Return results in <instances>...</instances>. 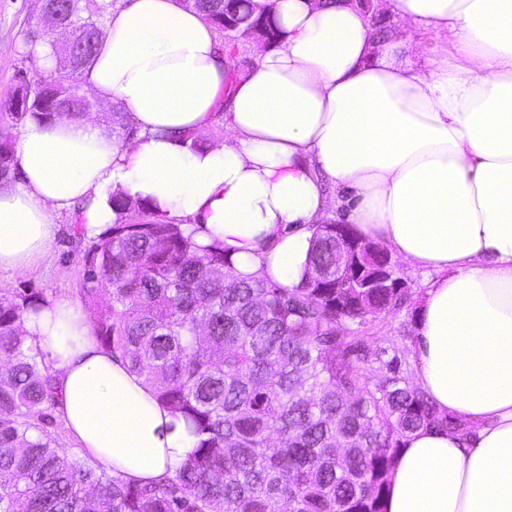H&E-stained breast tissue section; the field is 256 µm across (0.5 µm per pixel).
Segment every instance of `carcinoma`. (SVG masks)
<instances>
[{
  "label": "carcinoma",
  "mask_w": 512,
  "mask_h": 512,
  "mask_svg": "<svg viewBox=\"0 0 512 512\" xmlns=\"http://www.w3.org/2000/svg\"><path fill=\"white\" fill-rule=\"evenodd\" d=\"M79 16L87 65L110 0H56ZM218 29L274 37L251 0H198ZM58 70L18 76L22 107L0 114L20 129L59 115ZM16 137L0 135V175L17 166ZM124 218L83 252L80 295L101 347L144 377L198 438L175 475L138 484L56 445L48 425L54 378L27 344L22 319L41 292L0 289V512H382L395 460L409 436L430 428L469 435L411 379L398 351H374L358 327L401 309L408 288H352L384 270L363 255L336 271V239L360 241L351 224H319L295 288L240 276L219 245L201 247L181 225L111 195ZM379 374L368 385L364 370Z\"/></svg>",
  "instance_id": "1"
}]
</instances>
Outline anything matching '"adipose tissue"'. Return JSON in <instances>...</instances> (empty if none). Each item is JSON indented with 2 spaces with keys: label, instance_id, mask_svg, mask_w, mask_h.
<instances>
[{
  "label": "adipose tissue",
  "instance_id": "1",
  "mask_svg": "<svg viewBox=\"0 0 512 512\" xmlns=\"http://www.w3.org/2000/svg\"><path fill=\"white\" fill-rule=\"evenodd\" d=\"M252 0L277 29L227 82L221 40L179 0H125L81 86L123 113L27 121L0 185V271H38L58 218L93 239L120 193L221 243L236 271L299 285L316 225H355L433 270L415 312V382L474 436L413 433L382 512H512V0ZM433 35L426 44L425 35ZM224 139L190 151L216 121ZM23 328L55 378L56 412L113 476H172L196 439L143 377L104 351L67 297Z\"/></svg>",
  "mask_w": 512,
  "mask_h": 512
}]
</instances>
